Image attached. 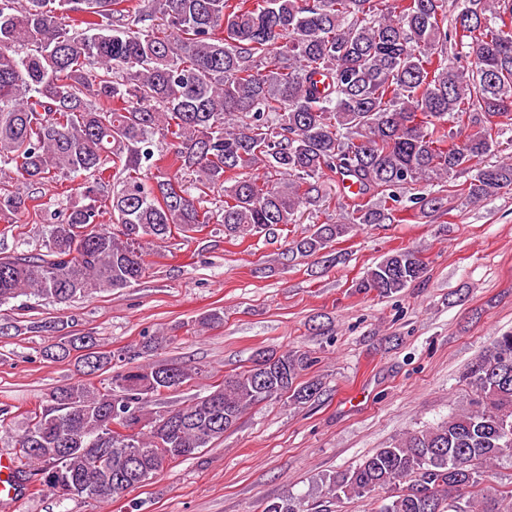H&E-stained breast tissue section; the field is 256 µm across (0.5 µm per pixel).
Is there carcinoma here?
<instances>
[{
  "label": "carcinoma",
  "instance_id": "cac0c4a2",
  "mask_svg": "<svg viewBox=\"0 0 512 512\" xmlns=\"http://www.w3.org/2000/svg\"><path fill=\"white\" fill-rule=\"evenodd\" d=\"M464 46L471 65L456 67L450 53ZM509 121L512 0H0V223L43 211L32 187L84 179L41 249L0 256V304L127 288L145 274V244L215 219L229 239L274 236L324 206L329 172L358 191L347 222L291 241L307 256L349 223L394 221L405 200L436 209L432 187L459 174L470 175V199L496 196L512 190V161H489ZM7 165L30 190L10 187ZM216 188L224 200L213 210L204 203ZM424 271L416 252L396 250L357 288L390 296ZM29 329L59 332L44 356L78 351L82 373L103 382L64 384L30 413L17 444L31 469L19 473L96 502L209 447L252 404L320 392L300 381L310 352H259L207 394L151 416L161 388L194 379L140 362L172 337L114 357L54 321ZM463 379L465 407L328 476L313 510L378 493V512H512V486L464 496L512 459V332Z\"/></svg>",
  "mask_w": 512,
  "mask_h": 512
}]
</instances>
